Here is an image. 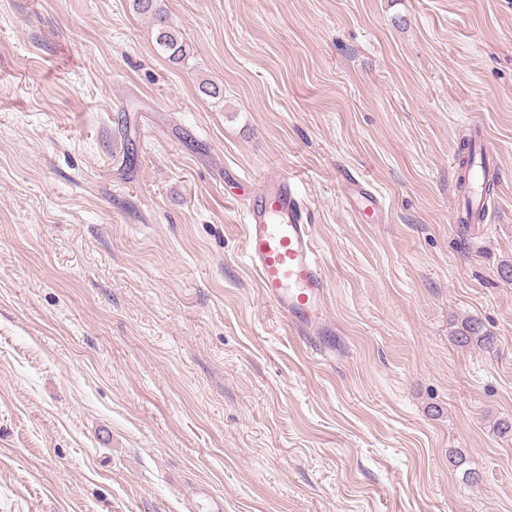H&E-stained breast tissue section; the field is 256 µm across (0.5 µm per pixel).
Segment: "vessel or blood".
<instances>
[{
  "instance_id": "obj_1",
  "label": "vessel or blood",
  "mask_w": 512,
  "mask_h": 512,
  "mask_svg": "<svg viewBox=\"0 0 512 512\" xmlns=\"http://www.w3.org/2000/svg\"><path fill=\"white\" fill-rule=\"evenodd\" d=\"M244 249L263 296L289 322L306 332L328 333L323 273L310 210L295 182L275 176L264 181L248 204Z\"/></svg>"
}]
</instances>
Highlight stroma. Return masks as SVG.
<instances>
[{
	"instance_id": "1",
	"label": "stroma",
	"mask_w": 512,
	"mask_h": 512,
	"mask_svg": "<svg viewBox=\"0 0 512 512\" xmlns=\"http://www.w3.org/2000/svg\"><path fill=\"white\" fill-rule=\"evenodd\" d=\"M163 4L179 64L130 0H0V512H512V0ZM277 174L328 336L242 254ZM455 343L464 348H478L489 352L495 345V337L487 331L484 324L473 317L461 320L460 326L454 332Z\"/></svg>"
}]
</instances>
